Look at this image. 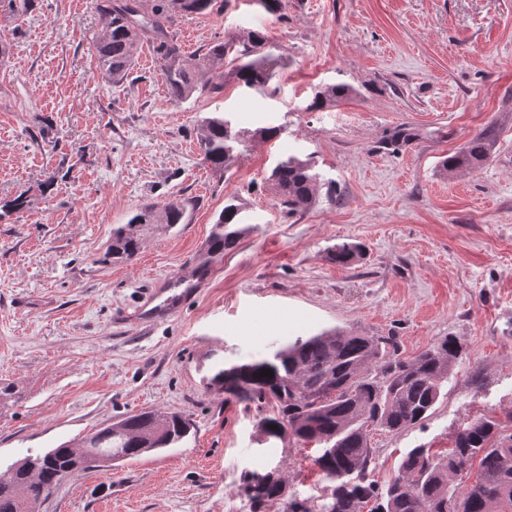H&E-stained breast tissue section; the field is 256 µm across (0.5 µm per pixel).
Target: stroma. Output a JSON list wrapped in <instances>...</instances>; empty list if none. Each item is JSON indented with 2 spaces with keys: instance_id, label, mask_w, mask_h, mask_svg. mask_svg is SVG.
I'll return each mask as SVG.
<instances>
[{
  "instance_id": "stroma-1",
  "label": "stroma",
  "mask_w": 512,
  "mask_h": 512,
  "mask_svg": "<svg viewBox=\"0 0 512 512\" xmlns=\"http://www.w3.org/2000/svg\"><path fill=\"white\" fill-rule=\"evenodd\" d=\"M102 26L94 0L0 7V206L30 199L0 215V472L143 410L194 429L64 479L32 512H251L245 479L275 468L293 496L320 495L316 447L264 438L256 408L208 379L324 330L386 338L406 359L443 336L466 347L426 419L371 430L378 486L409 449L446 451L468 421L512 412V0H288L279 17L224 0L178 18L184 57L254 30L269 78L248 88L228 70L222 92L183 101L145 46L123 83L102 78ZM341 82L348 96L309 110ZM215 112L244 136L218 172L197 139ZM488 125L491 159L444 171ZM264 126L280 132L258 136ZM400 126L414 138L391 145ZM290 155L313 158L322 180L297 213L269 178ZM231 198L252 230L209 288L166 321H119L186 272ZM150 202L185 206L182 223L147 226L130 262L107 259L113 229ZM343 243L360 248L346 265L330 259Z\"/></svg>"
}]
</instances>
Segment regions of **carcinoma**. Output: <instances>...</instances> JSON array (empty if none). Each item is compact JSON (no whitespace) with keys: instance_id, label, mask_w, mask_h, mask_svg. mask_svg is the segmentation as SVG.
Instances as JSON below:
<instances>
[{"instance_id":"cac0c4a2","label":"carcinoma","mask_w":512,"mask_h":512,"mask_svg":"<svg viewBox=\"0 0 512 512\" xmlns=\"http://www.w3.org/2000/svg\"><path fill=\"white\" fill-rule=\"evenodd\" d=\"M215 4L216 0H95L104 21V33L94 38L99 71L115 84L122 82L134 66L139 45L146 43L160 64L171 99L185 100L197 91L201 70L213 72L210 89H224V43L211 46L191 66L182 59L172 33L177 17L207 13ZM263 45L262 34L251 31L235 58V77L248 88L268 79V59L257 56ZM351 91L346 83L329 85L308 109H319ZM198 142L204 161L221 171L234 158L239 139L231 120L216 113L201 119ZM497 142L496 129L487 126L448 154L442 168L476 169L490 160ZM270 179L288 210H305L316 202L320 175L311 159L290 155L277 163ZM242 212L235 200L225 203L210 238L213 252L233 248L250 229ZM183 217L180 205L142 207L112 232L108 255L117 261L133 259L142 245L143 225L179 224ZM386 345L375 336L323 332L298 338L269 358L214 373L210 384L224 394L240 402L273 405L272 413L259 422L266 435H290L320 445L315 464L332 483L330 493L314 501L282 492L286 482L278 472L265 484L249 479L244 491L252 512H267L274 505L282 506L283 512H363L371 501V512H454L451 502L458 498L463 499V512H512V432L493 417L467 422L445 453L410 449L384 490L367 481L368 424L397 432L425 419L439 401L451 367L464 353L454 336L437 340L410 360L399 358ZM262 369L272 370L273 376H260ZM190 432L191 424L182 415L141 411L101 428L78 448L62 444L24 457L0 473V512H31V504L51 495L62 479L173 448ZM475 463L476 480L465 487L455 484L464 474L463 465Z\"/></svg>"}]
</instances>
